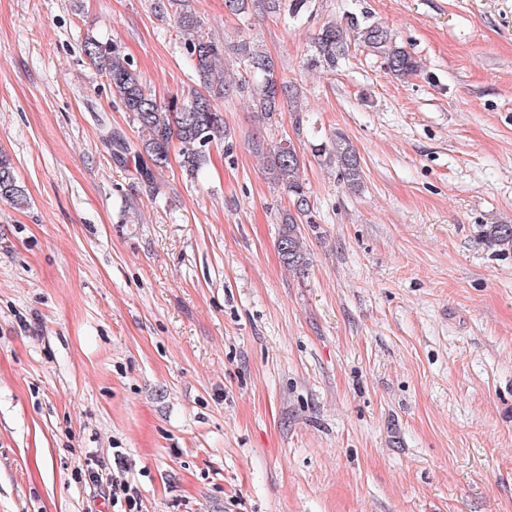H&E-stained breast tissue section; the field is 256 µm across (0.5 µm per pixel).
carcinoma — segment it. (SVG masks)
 Here are the masks:
<instances>
[{"mask_svg":"<svg viewBox=\"0 0 512 512\" xmlns=\"http://www.w3.org/2000/svg\"><path fill=\"white\" fill-rule=\"evenodd\" d=\"M167 5L174 8L177 24L187 34L185 48L194 62L196 78L202 87L200 91H193L187 100L176 96L163 102L157 100L127 58L96 39L85 42L86 56L104 71L112 96L132 114L139 132L140 143L135 146L119 133H112L113 155L118 158L133 149L137 155L146 156L149 165L142 174L148 181L153 178L154 171L168 164L171 150L176 146L186 174L193 177L201 171L210 145L226 136L224 114L212 106V99L224 98L230 92L245 93L254 111L271 124L284 100L292 99L297 103L300 98L298 89L280 78L273 58L255 43L245 39L222 43L199 33L201 22L191 7V0H167ZM352 36L383 57L391 76L401 79L419 71L418 62L397 43L389 29L374 23L361 26L353 18L344 27L337 23L323 26L313 41L311 65L336 68L346 57ZM231 55L256 82L226 79V61ZM314 152L336 170L339 180L349 189L356 191L361 187L360 156L349 138L336 133L330 140L315 145ZM264 166L270 180L280 186L293 206L280 219L278 254L288 269L301 272L308 265L302 219L309 215L311 207L307 188L300 177L303 156L285 138L266 148ZM0 199L14 208L27 205L25 190L17 180L14 167L9 157L2 154ZM483 238L490 246H512V224H487Z\"/></svg>","mask_w":512,"mask_h":512,"instance_id":"1","label":"carcinoma"}]
</instances>
